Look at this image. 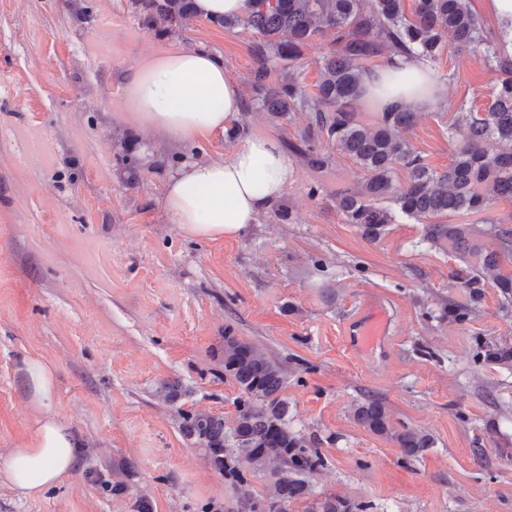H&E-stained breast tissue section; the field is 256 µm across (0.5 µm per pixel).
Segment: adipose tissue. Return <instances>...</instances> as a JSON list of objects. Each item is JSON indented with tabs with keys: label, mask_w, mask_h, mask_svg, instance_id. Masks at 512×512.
Returning <instances> with one entry per match:
<instances>
[{
	"label": "adipose tissue",
	"mask_w": 512,
	"mask_h": 512,
	"mask_svg": "<svg viewBox=\"0 0 512 512\" xmlns=\"http://www.w3.org/2000/svg\"><path fill=\"white\" fill-rule=\"evenodd\" d=\"M419 74L413 85L407 77ZM363 97L376 111L399 106L417 112L434 107L445 87L431 65L392 55L361 78ZM128 105L146 132L192 144L223 132L240 112L241 89L221 56L198 48L149 59L125 73ZM291 161L271 137H256L228 157L184 163L166 181L160 205L170 223L192 239L217 241L243 235L287 189ZM35 410L32 436L0 462V478L35 498L74 467L81 444L70 426L49 413L53 368L38 359L24 366Z\"/></svg>",
	"instance_id": "1"
}]
</instances>
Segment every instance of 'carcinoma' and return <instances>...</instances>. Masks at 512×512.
Wrapping results in <instances>:
<instances>
[{
  "instance_id": "1",
  "label": "carcinoma",
  "mask_w": 512,
  "mask_h": 512,
  "mask_svg": "<svg viewBox=\"0 0 512 512\" xmlns=\"http://www.w3.org/2000/svg\"><path fill=\"white\" fill-rule=\"evenodd\" d=\"M143 23L163 24L166 33L194 18L193 0H132ZM245 25L255 32L250 43L254 61L250 85L252 101L270 115L286 119L300 110L308 125L298 151L314 169L329 165L323 143L344 151L364 173L357 193L339 196L338 209L346 224L375 241L394 223L395 212L418 222L448 212H481L491 197L512 200V62L501 53L502 37L485 30L469 0H416L412 13L403 0H254L250 14L219 22L225 28ZM327 27L336 31L337 48L317 55L320 80L316 92H307L296 71L302 47ZM452 36L458 47L479 54L500 73L489 91L482 112H464L455 126L460 145L448 170L431 169L411 145L395 131L414 124L409 108L380 113L376 126L360 124L354 103L362 96L360 63L385 52L411 59L433 61ZM281 69L277 83L271 71ZM400 168L408 173L403 184L394 183ZM389 199L396 209L377 204ZM495 239L488 250L482 237ZM423 239L465 259L466 267L451 271V278L468 294L469 302H448L440 318L458 324L472 319L492 280L504 299L512 298V274L500 271L501 259L512 254V228L490 223H429ZM475 362L512 368V344L491 338H474ZM224 378L237 386L236 417L231 427L224 417L206 411L178 410L184 436L208 452L211 464L231 487L248 478L271 479L269 500L289 512L298 502L309 503L308 512H366L368 506L339 494L314 499L313 477L328 459L312 434L288 425V399L283 395L288 378L265 349L224 332ZM356 422L394 441L407 458H416L433 445L432 435L421 430L392 426L385 405L368 398L354 407Z\"/></svg>"
}]
</instances>
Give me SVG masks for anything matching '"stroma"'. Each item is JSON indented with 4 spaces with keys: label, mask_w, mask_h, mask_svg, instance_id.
Returning a JSON list of instances; mask_svg holds the SVG:
<instances>
[{
    "label": "stroma",
    "mask_w": 512,
    "mask_h": 512,
    "mask_svg": "<svg viewBox=\"0 0 512 512\" xmlns=\"http://www.w3.org/2000/svg\"><path fill=\"white\" fill-rule=\"evenodd\" d=\"M253 37L202 17L161 33L130 0H0V457L33 433L28 358L53 367L49 410L83 445L40 497L0 479V512H138L144 500L152 512H230L268 494L265 478L225 484L175 417L201 410L233 424L228 331L287 373L288 423L328 457L316 493L370 512H512V370L473 361L475 337L512 341L498 288L472 321L439 320L448 301L467 300L449 277L461 260L402 214L373 242L344 223L337 199L363 175L333 145L329 167L305 163L307 113L274 119L247 98L227 133L190 146L142 131L128 108L127 69L188 47L220 54L248 86ZM433 67L445 96L401 136L441 171L459 113L487 107L497 73L453 46ZM254 136L279 140L293 166L277 207L241 237L185 238L160 206L168 177ZM370 298L389 318L387 345L371 356L345 336ZM162 382L176 403L157 396ZM368 395L395 426L432 434L433 448L410 459L360 426L353 409Z\"/></svg>",
    "instance_id": "obj_1"
}]
</instances>
